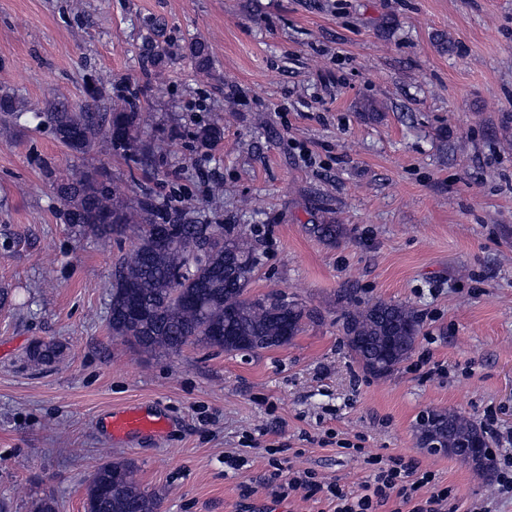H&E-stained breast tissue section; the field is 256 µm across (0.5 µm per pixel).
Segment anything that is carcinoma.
Instances as JSON below:
<instances>
[{"label": "carcinoma", "mask_w": 512, "mask_h": 512, "mask_svg": "<svg viewBox=\"0 0 512 512\" xmlns=\"http://www.w3.org/2000/svg\"><path fill=\"white\" fill-rule=\"evenodd\" d=\"M96 105L82 112L48 116L57 139L82 154L97 141L136 157L137 122L127 99L110 106L108 126L99 123ZM14 96L0 95V120L18 118ZM65 223L87 228L108 240L133 231L134 248L117 260L111 285L109 326L112 336L141 353L178 354L189 344L217 347L227 353H255L285 345L303 332L311 312L280 293L253 295L259 266L257 249L241 224H203L179 208L158 205L145 193L137 206L124 192L95 172L68 176L57 187ZM342 330L353 358L367 373L382 377L405 361L422 329L421 318L399 303L378 302L346 311ZM63 355L55 342L33 344L29 358L54 363ZM447 424L448 442L460 459L469 455L461 442L476 439L480 455L472 465L486 482L493 481L495 462L486 433L452 410H430L418 421V440L437 425ZM161 498L150 493L124 461H105L92 474L86 512H160Z\"/></svg>", "instance_id": "1"}]
</instances>
